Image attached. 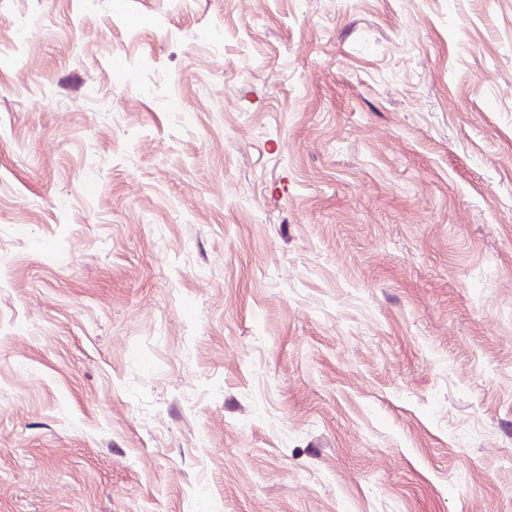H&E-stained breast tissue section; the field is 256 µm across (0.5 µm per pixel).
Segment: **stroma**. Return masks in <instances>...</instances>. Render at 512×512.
<instances>
[{"label": "stroma", "mask_w": 512, "mask_h": 512, "mask_svg": "<svg viewBox=\"0 0 512 512\" xmlns=\"http://www.w3.org/2000/svg\"><path fill=\"white\" fill-rule=\"evenodd\" d=\"M0 512H512V0H0Z\"/></svg>", "instance_id": "obj_1"}]
</instances>
